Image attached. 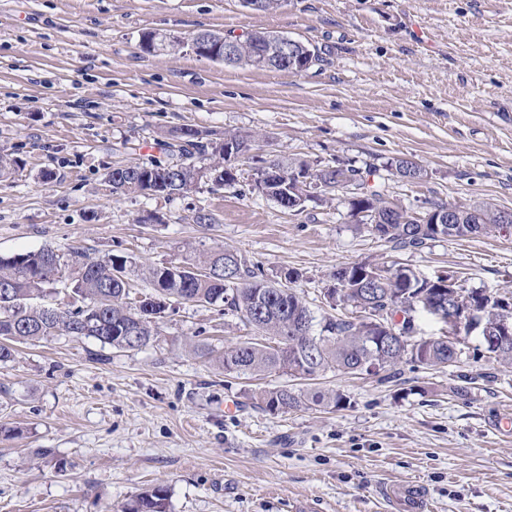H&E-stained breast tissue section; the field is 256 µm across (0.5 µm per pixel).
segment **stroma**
I'll return each mask as SVG.
<instances>
[{
    "instance_id": "stroma-1",
    "label": "stroma",
    "mask_w": 512,
    "mask_h": 512,
    "mask_svg": "<svg viewBox=\"0 0 512 512\" xmlns=\"http://www.w3.org/2000/svg\"><path fill=\"white\" fill-rule=\"evenodd\" d=\"M273 31L312 44L306 72L226 66L190 49L142 52V33ZM261 135L266 158L362 167L415 160L425 176L389 180L412 211L428 200L512 209V0H0V255L51 246L150 266L238 250L266 274L297 270L315 315L337 268L371 261L512 293V229L401 250L341 205L283 211L252 187H201L171 200L116 196L117 164L158 154L169 130ZM53 171L44 181V171ZM217 224H194L198 209ZM138 350L56 336L0 364V512H120L166 488L169 512H396L390 484L420 482L427 512H512V368L477 335L458 363L377 375L321 374L341 408L271 414L252 390L303 381L225 376V343L255 332L221 307L183 303ZM215 349L193 352L199 342Z\"/></svg>"
}]
</instances>
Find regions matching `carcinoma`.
Segmentation results:
<instances>
[{
  "label": "carcinoma",
  "mask_w": 512,
  "mask_h": 512,
  "mask_svg": "<svg viewBox=\"0 0 512 512\" xmlns=\"http://www.w3.org/2000/svg\"><path fill=\"white\" fill-rule=\"evenodd\" d=\"M275 34L256 31L236 38L238 54L234 67L288 71L299 74L320 60L319 51L305 44L298 47L293 66L258 63L259 52ZM250 137L226 133L206 139L193 128L170 132L161 144L164 156L137 165L146 180L121 176L112 181V192L152 196L169 200L188 194L202 183L218 191L238 182L230 173L238 162L250 160L265 165L260 194L288 209V193L304 192L311 185L324 184L316 202L336 200L347 206L350 216H361L371 234L399 249H419L438 239L494 236L507 225L501 210L490 202L455 204L460 224H430L417 218L401 203L386 197L381 187L369 185L371 171L349 161L311 165L305 160L255 159L241 155L231 159L224 145L240 144ZM299 170L309 182H298L288 174ZM390 176L405 182L420 179L421 167L412 159L397 157L387 162ZM132 258L123 254L91 257L81 251L61 253L53 247L0 255V363L14 359L15 342H38L54 336L93 338L102 346L134 350L157 340L158 320L164 302L222 305L248 327L269 337L268 343L246 342L224 347V373L238 378L286 373L297 379H312L328 370L362 374L373 363L377 369L393 371L402 363L450 366L458 362L461 349L458 331H444L438 337L412 339L415 335L411 313L421 310L435 315L437 303L448 308L474 307L490 323L499 316L512 317V308L468 291L455 281L421 278L406 267L391 268L370 262L336 269L322 291L331 312L318 318L293 288L299 273L288 271L268 277L241 252L219 248L194 263L167 262L148 268L145 280L151 292L132 296L129 277ZM64 269L61 279H51L55 267ZM65 284L74 299L67 309L50 316L46 299ZM403 315L402 321H395ZM486 352L496 361L512 364V336L481 338ZM252 399L272 414L285 413L303 405L338 408L345 403L336 392L307 391L286 387L261 391ZM122 512H167V490L155 486L140 493Z\"/></svg>",
  "instance_id": "cac0c4a2"
}]
</instances>
